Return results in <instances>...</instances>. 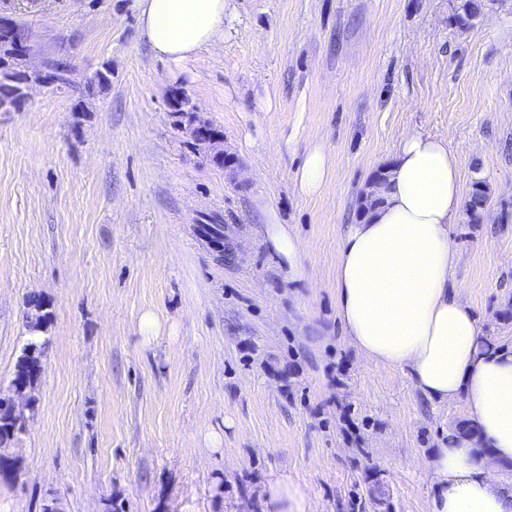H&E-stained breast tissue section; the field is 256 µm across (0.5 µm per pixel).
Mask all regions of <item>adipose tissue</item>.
I'll return each instance as SVG.
<instances>
[{
	"mask_svg": "<svg viewBox=\"0 0 512 512\" xmlns=\"http://www.w3.org/2000/svg\"><path fill=\"white\" fill-rule=\"evenodd\" d=\"M225 0H141L157 58L173 65L224 38ZM370 191L378 206L343 225L336 264L341 329L368 361L408 370L432 402L466 399L470 435L449 437L424 463L428 512H512V347L487 345L455 285L452 232L463 208L460 165L448 141L418 132L399 142ZM266 512H306L285 479L264 490Z\"/></svg>",
	"mask_w": 512,
	"mask_h": 512,
	"instance_id": "1",
	"label": "adipose tissue"
}]
</instances>
